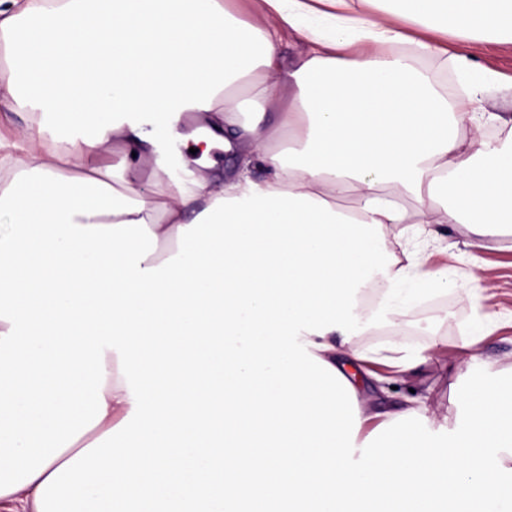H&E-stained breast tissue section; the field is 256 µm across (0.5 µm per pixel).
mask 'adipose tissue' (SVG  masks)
Instances as JSON below:
<instances>
[{
  "mask_svg": "<svg viewBox=\"0 0 512 512\" xmlns=\"http://www.w3.org/2000/svg\"><path fill=\"white\" fill-rule=\"evenodd\" d=\"M0 0V504L25 512H512V390L460 392L447 449L422 408L356 460L336 328L385 232L512 231V132L484 138L398 27L512 47V0ZM308 46L280 62L282 31ZM254 86L253 111L238 99ZM238 171L165 181L156 144ZM262 170L263 179L252 176ZM144 182L154 195L136 189ZM351 197V208L340 201Z\"/></svg>",
  "mask_w": 512,
  "mask_h": 512,
  "instance_id": "1",
  "label": "adipose tissue"
}]
</instances>
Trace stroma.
<instances>
[{
  "mask_svg": "<svg viewBox=\"0 0 512 512\" xmlns=\"http://www.w3.org/2000/svg\"><path fill=\"white\" fill-rule=\"evenodd\" d=\"M443 42L447 55L419 57L418 65L447 74L448 87L460 98L469 77L454 57L468 44L452 35ZM476 54L490 76L482 109L499 117L486 131L496 135L511 131L512 50L486 45ZM387 248L408 269L396 283L398 290L425 287L424 273L434 267L444 269L448 286L426 294L404 312L377 303L367 326L354 330L355 344L362 350H380L395 343L412 358L435 349L444 365L396 375L382 362L366 363V371L382 376L384 382L359 388L360 406L368 420L354 444L359 449L377 447L379 414L421 401L430 411L424 434L435 447L444 448L463 415L458 389L487 378L512 383V234L483 238L468 224H431L415 236L388 238Z\"/></svg>",
  "mask_w": 512,
  "mask_h": 512,
  "instance_id": "obj_1",
  "label": "stroma"
}]
</instances>
